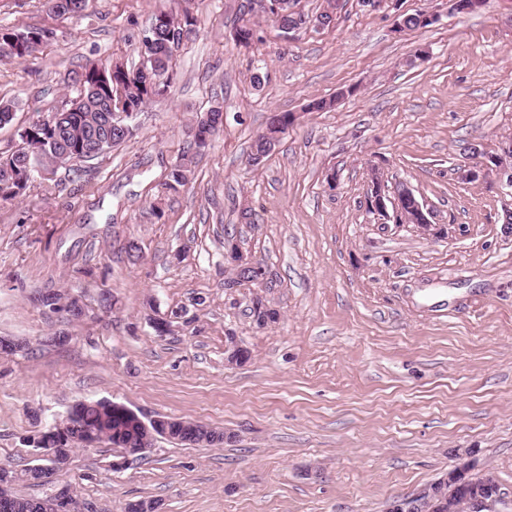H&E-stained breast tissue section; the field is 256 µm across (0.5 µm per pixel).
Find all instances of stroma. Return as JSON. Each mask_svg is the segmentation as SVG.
I'll list each match as a JSON object with an SVG mask.
<instances>
[{"instance_id": "stroma-1", "label": "stroma", "mask_w": 512, "mask_h": 512, "mask_svg": "<svg viewBox=\"0 0 512 512\" xmlns=\"http://www.w3.org/2000/svg\"><path fill=\"white\" fill-rule=\"evenodd\" d=\"M162 4L198 23L134 137L0 202V336L31 343L0 355V463L38 464L29 438L104 398L231 438L161 439L119 473L117 449L74 450L59 481L95 512L137 499L161 512H387L464 452L494 469L496 510L512 512V229L500 221L512 188L456 177L471 143L512 136V0L465 15L448 0H341L330 26L288 34L249 0H90L76 17L0 0V26L53 33L30 57L0 58V100L15 106L0 154L75 97L89 62L139 67ZM422 11L436 22L398 31ZM246 21L259 36L249 49L233 40ZM315 98L337 104L307 111ZM217 105L224 128L189 187L162 193L194 119ZM273 112L295 122L251 165ZM375 168L386 194L412 189L442 234L371 212ZM228 238L267 267L275 322L253 321L251 288H225ZM45 288L81 295L83 321L39 308ZM57 331L69 343L45 345ZM233 335L251 353L241 365L225 362Z\"/></svg>"}]
</instances>
